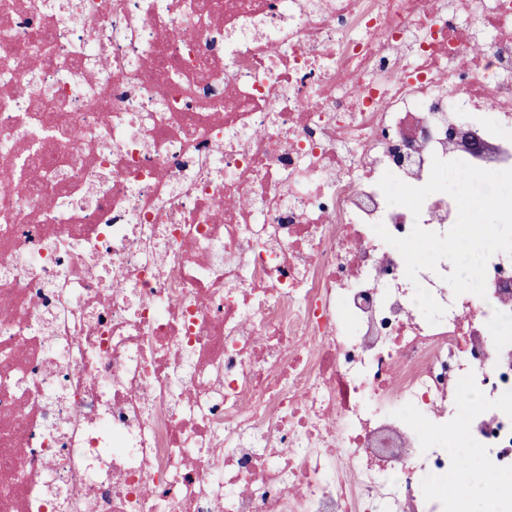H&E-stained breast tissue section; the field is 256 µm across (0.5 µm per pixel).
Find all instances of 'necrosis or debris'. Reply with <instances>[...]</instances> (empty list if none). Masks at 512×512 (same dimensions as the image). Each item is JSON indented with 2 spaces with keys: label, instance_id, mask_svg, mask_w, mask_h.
<instances>
[{
  "label": "necrosis or debris",
  "instance_id": "necrosis-or-debris-1",
  "mask_svg": "<svg viewBox=\"0 0 512 512\" xmlns=\"http://www.w3.org/2000/svg\"><path fill=\"white\" fill-rule=\"evenodd\" d=\"M437 157L512 169V0H0V512H462L448 429L512 512V255L373 230Z\"/></svg>",
  "mask_w": 512,
  "mask_h": 512
}]
</instances>
